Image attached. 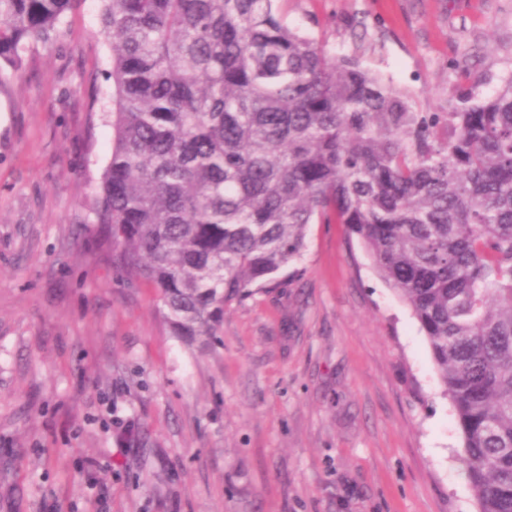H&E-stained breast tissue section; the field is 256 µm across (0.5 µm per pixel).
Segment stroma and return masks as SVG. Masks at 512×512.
<instances>
[{
  "label": "stroma",
  "mask_w": 512,
  "mask_h": 512,
  "mask_svg": "<svg viewBox=\"0 0 512 512\" xmlns=\"http://www.w3.org/2000/svg\"><path fill=\"white\" fill-rule=\"evenodd\" d=\"M425 112L512 76V0H282ZM99 4L0 86V512H479L427 340L341 224L187 346L101 245ZM468 81H460V69Z\"/></svg>",
  "instance_id": "stroma-1"
}]
</instances>
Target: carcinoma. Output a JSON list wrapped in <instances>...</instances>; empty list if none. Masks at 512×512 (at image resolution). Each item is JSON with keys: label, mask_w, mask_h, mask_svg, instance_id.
<instances>
[{"label": "carcinoma", "mask_w": 512, "mask_h": 512, "mask_svg": "<svg viewBox=\"0 0 512 512\" xmlns=\"http://www.w3.org/2000/svg\"><path fill=\"white\" fill-rule=\"evenodd\" d=\"M83 0H0V86ZM278 0H100L112 146L96 223L172 335L275 288L311 224H344L410 308L479 512H512V77L421 112Z\"/></svg>", "instance_id": "obj_1"}]
</instances>
